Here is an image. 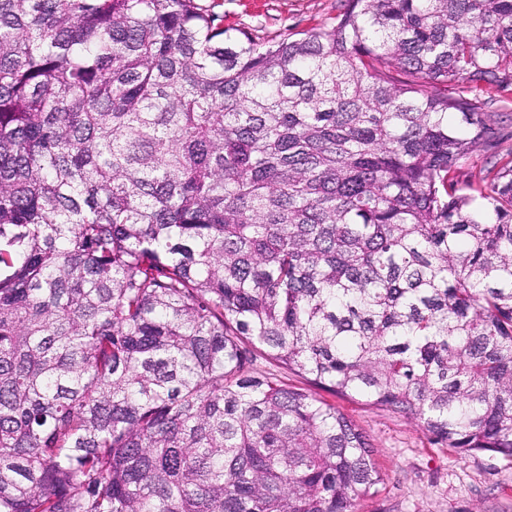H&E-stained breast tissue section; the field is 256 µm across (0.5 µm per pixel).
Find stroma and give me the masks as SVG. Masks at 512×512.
I'll return each instance as SVG.
<instances>
[{
  "mask_svg": "<svg viewBox=\"0 0 512 512\" xmlns=\"http://www.w3.org/2000/svg\"><path fill=\"white\" fill-rule=\"evenodd\" d=\"M225 28L260 38L297 37L329 22L345 0H200ZM368 438L384 481L356 512H512V458L464 455L423 426L361 400L335 401Z\"/></svg>",
  "mask_w": 512,
  "mask_h": 512,
  "instance_id": "obj_1",
  "label": "stroma"
}]
</instances>
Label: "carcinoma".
<instances>
[{"label":"carcinoma","mask_w":512,"mask_h":512,"mask_svg":"<svg viewBox=\"0 0 512 512\" xmlns=\"http://www.w3.org/2000/svg\"><path fill=\"white\" fill-rule=\"evenodd\" d=\"M453 84L512 86V0H0V512H354L316 389L512 458V160L456 179ZM346 0H200L220 16L224 28L260 38H298L315 25L330 22Z\"/></svg>","instance_id":"1"}]
</instances>
